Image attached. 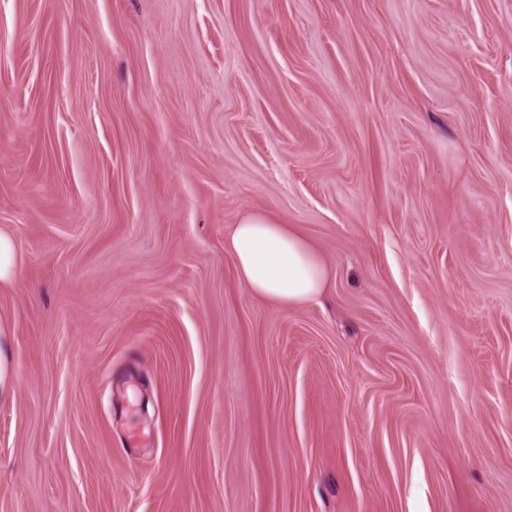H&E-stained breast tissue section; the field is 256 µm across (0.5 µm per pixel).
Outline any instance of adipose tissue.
<instances>
[{
	"instance_id": "obj_1",
	"label": "adipose tissue",
	"mask_w": 512,
	"mask_h": 512,
	"mask_svg": "<svg viewBox=\"0 0 512 512\" xmlns=\"http://www.w3.org/2000/svg\"><path fill=\"white\" fill-rule=\"evenodd\" d=\"M229 248L242 285L273 303L310 302L332 286L323 255L292 226L247 217L234 226Z\"/></svg>"
}]
</instances>
